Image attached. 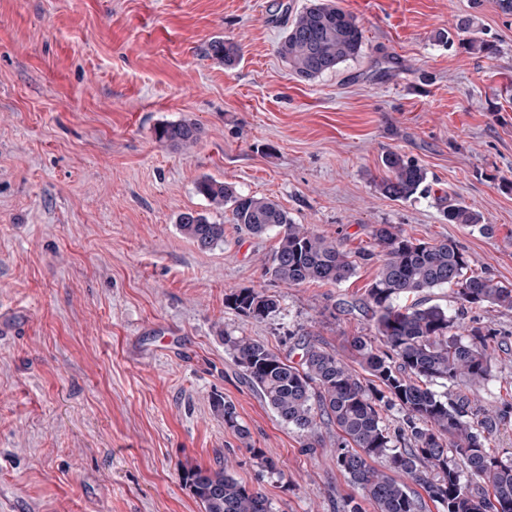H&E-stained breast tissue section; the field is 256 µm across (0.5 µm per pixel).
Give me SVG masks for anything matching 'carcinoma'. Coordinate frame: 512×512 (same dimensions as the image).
<instances>
[{"mask_svg": "<svg viewBox=\"0 0 512 512\" xmlns=\"http://www.w3.org/2000/svg\"><path fill=\"white\" fill-rule=\"evenodd\" d=\"M456 30L467 33L474 53L490 50L477 36L476 17L458 20ZM364 32L356 18L333 0H308L288 24L277 53L302 80L312 81L354 60L363 51ZM207 54L232 67L240 48L216 39ZM195 123H167L155 128V138L178 149L198 142ZM385 176L378 191L394 200H409L426 188V170L398 152L382 159ZM196 191L217 209L231 207L236 228L260 236L278 229V246L267 273L288 286L308 283L340 284L356 272L358 261L377 259V275L367 289L374 337L357 336L350 343L360 370H355L318 342L303 346L295 365L266 344L248 336L224 334V346L265 402L286 424L308 441L323 445L317 428L336 427V466L361 489L375 512H421V500L409 484L420 486L439 512H512V458L499 457L489 438L504 414L456 394L434 391L430 384L477 386L493 377L491 343L496 330L467 325L440 305L406 308L397 300L430 288L454 289L463 308L493 305L512 310V287L472 271L468 257L448 239L423 241L407 237L391 224L372 232L373 250L353 256L306 224H297L276 202L243 195L230 184L203 177ZM450 224L480 226L472 206L450 200L442 207ZM179 229L201 250L224 241V225L203 214L185 212ZM237 313L263 320L279 311V300L254 288L225 298ZM373 377L363 381L360 372ZM404 413L395 430L384 424L383 408ZM224 425L243 441L249 432L235 407L222 404ZM203 512H271L259 491L239 482L224 468L196 469L184 476Z\"/></svg>", "mask_w": 512, "mask_h": 512, "instance_id": "carcinoma-1", "label": "carcinoma"}]
</instances>
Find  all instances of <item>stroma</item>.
Listing matches in <instances>:
<instances>
[{"label": "stroma", "mask_w": 512, "mask_h": 512, "mask_svg": "<svg viewBox=\"0 0 512 512\" xmlns=\"http://www.w3.org/2000/svg\"><path fill=\"white\" fill-rule=\"evenodd\" d=\"M306 2L0 0V496L20 512H201L182 476L221 465L273 512H340L359 496L335 428L308 447L222 336L295 364L308 340L350 357L374 333L361 302L379 263L335 286L275 281V231L238 232L197 194L201 178L272 199L351 252L380 224L454 241L512 286V17L497 0H335L363 52L303 82L277 45ZM472 12L494 53L436 41ZM217 38L240 45L237 65L207 55ZM182 121L202 128L197 144L156 141ZM390 151L426 169L428 194L376 190ZM445 194L493 233L443 220ZM188 211L223 224V242L199 249L178 227ZM242 288L277 296L279 312L225 307ZM463 314L498 334L495 376L470 393L507 406L490 446L508 457L512 311ZM224 400L248 440L225 428Z\"/></svg>", "instance_id": "1"}]
</instances>
